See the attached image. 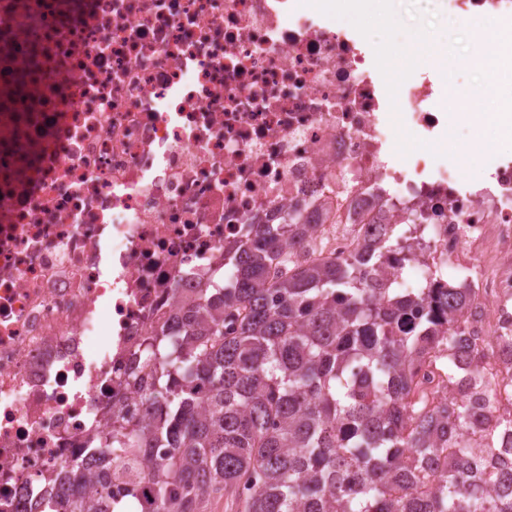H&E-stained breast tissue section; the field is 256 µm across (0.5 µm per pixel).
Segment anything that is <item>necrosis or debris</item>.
Here are the masks:
<instances>
[{
  "label": "necrosis or debris",
  "instance_id": "obj_1",
  "mask_svg": "<svg viewBox=\"0 0 512 512\" xmlns=\"http://www.w3.org/2000/svg\"><path fill=\"white\" fill-rule=\"evenodd\" d=\"M480 17L512 22V0H448L455 30ZM375 54L306 0H0V512L139 406L143 339L295 210L301 261L396 225L400 287L480 269L475 364L512 377V153L444 121L447 66L391 79Z\"/></svg>",
  "mask_w": 512,
  "mask_h": 512
}]
</instances>
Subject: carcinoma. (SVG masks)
Here are the masks:
<instances>
[{"label":"carcinoma","mask_w":512,"mask_h":512,"mask_svg":"<svg viewBox=\"0 0 512 512\" xmlns=\"http://www.w3.org/2000/svg\"><path fill=\"white\" fill-rule=\"evenodd\" d=\"M287 224H253L224 252V272L174 330L144 339L129 383L139 414L87 438L95 469L81 487L51 475L40 512H116L112 462L164 449L142 482V512H203L212 495L243 512H512V417L478 420L496 377L469 373L472 392L428 407L417 364L465 347L469 288H384L382 254L292 259Z\"/></svg>","instance_id":"cac0c4a2"}]
</instances>
